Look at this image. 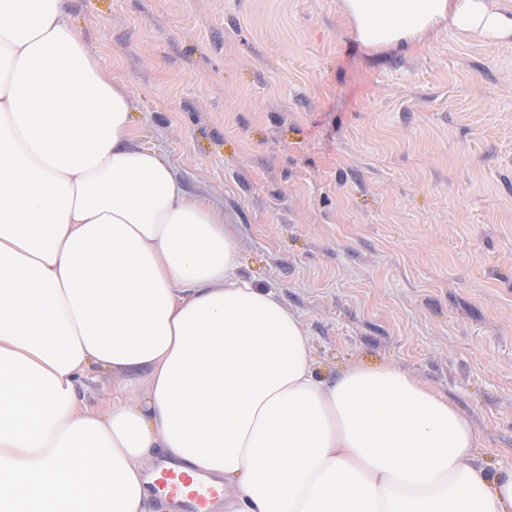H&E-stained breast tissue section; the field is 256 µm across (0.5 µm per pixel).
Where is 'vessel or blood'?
Returning <instances> with one entry per match:
<instances>
[{
  "label": "vessel or blood",
  "instance_id": "1",
  "mask_svg": "<svg viewBox=\"0 0 512 512\" xmlns=\"http://www.w3.org/2000/svg\"><path fill=\"white\" fill-rule=\"evenodd\" d=\"M150 489L170 505L172 512H211L222 493L217 484L184 473L169 460L157 464Z\"/></svg>",
  "mask_w": 512,
  "mask_h": 512
}]
</instances>
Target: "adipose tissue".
<instances>
[{
    "label": "adipose tissue",
    "mask_w": 512,
    "mask_h": 512,
    "mask_svg": "<svg viewBox=\"0 0 512 512\" xmlns=\"http://www.w3.org/2000/svg\"><path fill=\"white\" fill-rule=\"evenodd\" d=\"M369 50L512 34L485 0H344ZM66 0H0V512H147L157 454L220 512H512V469L402 369L321 379L224 214L136 141ZM120 381L83 408L90 368Z\"/></svg>",
    "instance_id": "obj_1"
}]
</instances>
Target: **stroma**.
<instances>
[{
    "instance_id": "35a3bbf8",
    "label": "stroma",
    "mask_w": 512,
    "mask_h": 512,
    "mask_svg": "<svg viewBox=\"0 0 512 512\" xmlns=\"http://www.w3.org/2000/svg\"><path fill=\"white\" fill-rule=\"evenodd\" d=\"M318 375L400 367L512 468V36L361 48L343 0H67Z\"/></svg>"
}]
</instances>
